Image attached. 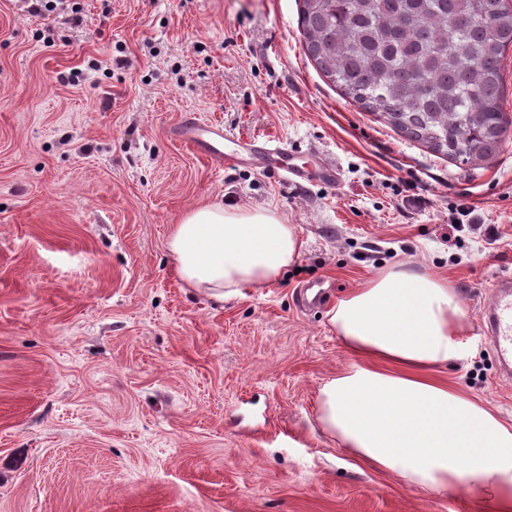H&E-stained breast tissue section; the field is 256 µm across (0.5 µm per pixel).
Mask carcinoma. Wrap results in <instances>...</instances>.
Instances as JSON below:
<instances>
[{
  "label": "carcinoma",
  "instance_id": "1",
  "mask_svg": "<svg viewBox=\"0 0 512 512\" xmlns=\"http://www.w3.org/2000/svg\"><path fill=\"white\" fill-rule=\"evenodd\" d=\"M307 57L348 101L440 158L500 151L508 0H299Z\"/></svg>",
  "mask_w": 512,
  "mask_h": 512
}]
</instances>
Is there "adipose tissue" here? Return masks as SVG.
Returning <instances> with one entry per match:
<instances>
[{"label": "adipose tissue", "mask_w": 512, "mask_h": 512, "mask_svg": "<svg viewBox=\"0 0 512 512\" xmlns=\"http://www.w3.org/2000/svg\"><path fill=\"white\" fill-rule=\"evenodd\" d=\"M180 279L221 300L263 291L300 256L296 225L270 208L204 205L174 225ZM445 278L380 271L340 298L330 323L358 363L320 390L319 420L342 448L404 482L468 492L512 512V425L434 376L463 356L470 322Z\"/></svg>", "instance_id": "1"}]
</instances>
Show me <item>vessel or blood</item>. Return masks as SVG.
Returning <instances> with one entry per match:
<instances>
[{"label": "vessel or blood", "instance_id": "obj_1", "mask_svg": "<svg viewBox=\"0 0 512 512\" xmlns=\"http://www.w3.org/2000/svg\"><path fill=\"white\" fill-rule=\"evenodd\" d=\"M181 138L197 150L220 163H236L244 159L260 161L265 169L290 183L318 181L332 185L337 181L336 169L323 162L301 160L298 151L287 149L271 138H242L225 133L214 123L193 121L179 131ZM486 331L503 366L512 365V277L496 280L492 298L484 311Z\"/></svg>", "mask_w": 512, "mask_h": 512}]
</instances>
